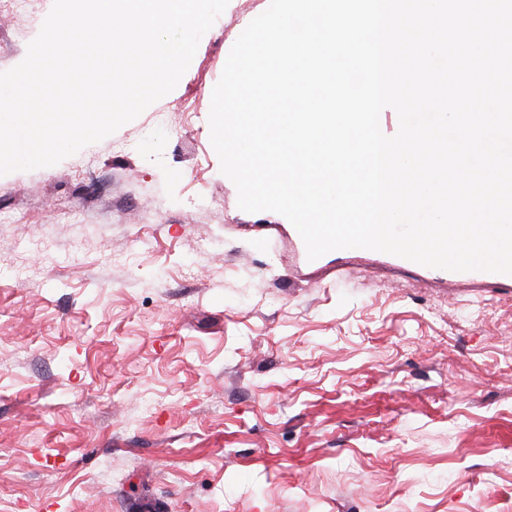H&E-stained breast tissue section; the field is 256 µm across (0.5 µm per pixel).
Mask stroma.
Here are the masks:
<instances>
[{
    "mask_svg": "<svg viewBox=\"0 0 512 512\" xmlns=\"http://www.w3.org/2000/svg\"><path fill=\"white\" fill-rule=\"evenodd\" d=\"M270 0H229L176 88L0 176V512H512V289L248 213L212 91ZM0 7V72L53 0Z\"/></svg>",
    "mask_w": 512,
    "mask_h": 512,
    "instance_id": "stroma-1",
    "label": "stroma"
}]
</instances>
